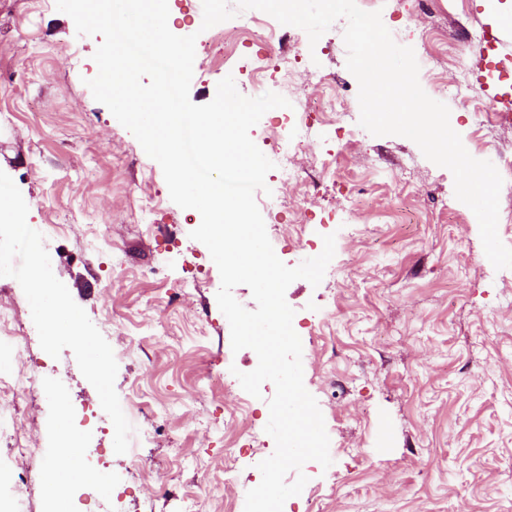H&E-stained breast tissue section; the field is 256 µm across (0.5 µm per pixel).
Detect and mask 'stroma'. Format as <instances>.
Instances as JSON below:
<instances>
[{"mask_svg":"<svg viewBox=\"0 0 512 512\" xmlns=\"http://www.w3.org/2000/svg\"><path fill=\"white\" fill-rule=\"evenodd\" d=\"M424 25L447 30L473 66L472 94L488 97L482 79L512 92V61L467 42L472 28H488L507 0H427ZM172 31L214 41L196 53L189 96L207 104L218 82L233 76L252 96L247 74L203 28L201 0H172ZM340 19L310 43L304 30L284 25L301 44L304 64H316L359 113L358 83L346 67ZM100 41L81 36L56 0H0V170L19 188L27 223L46 234L57 278L93 324L115 317L106 340L118 364L115 390L134 431V457L113 452V424L82 439L83 456L106 457L104 481L93 487L112 512H142V479L163 477L153 512H182L185 492L210 477L200 512H244L237 485L256 487L259 463L272 438L265 431L274 385L251 398L256 437L253 456L236 462V485L218 482L224 468V407L245 397L236 375L223 395L196 397L200 361L223 364L231 350L230 325L216 294L221 278L207 247L192 239L198 211L170 198L160 165L134 135L97 102L86 84L98 67ZM450 125L469 154L495 160L512 150V123L475 132L469 114L449 102ZM370 157L341 152L348 191L360 204L358 224L335 215L336 189L319 192L311 223L263 211L277 257L299 265L314 255L285 244V231L321 242L335 234V255L319 286L299 279L285 298L296 318L334 312V329L309 335L299 329L303 381L324 418L332 464L307 462L308 482L283 512H507L512 507V268L487 259L479 223L456 199L452 173L424 157L412 140L366 135ZM425 183L427 195L396 196L404 181ZM142 187L159 196L156 215L139 212L131 195ZM454 217L445 215V208ZM416 221L396 223L395 211ZM164 274H152L155 264ZM200 265L188 303L178 302L177 276ZM165 327L153 328L155 311ZM232 351V350H231ZM35 410L34 437L42 468L59 461L69 414L100 408L96 389L71 350L51 360ZM142 389L173 409L166 422L133 410Z\"/></svg>","mask_w":512,"mask_h":512,"instance_id":"obj_1","label":"stroma"}]
</instances>
